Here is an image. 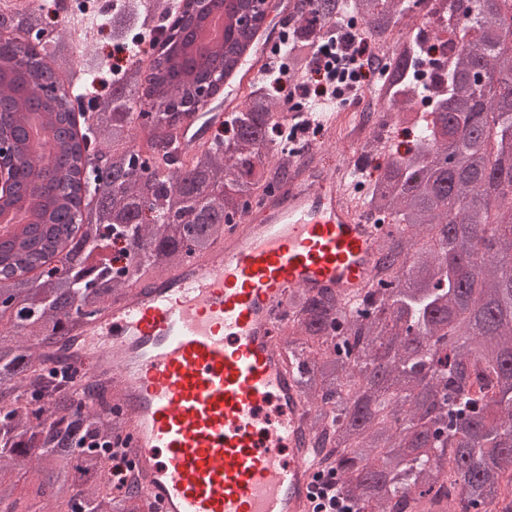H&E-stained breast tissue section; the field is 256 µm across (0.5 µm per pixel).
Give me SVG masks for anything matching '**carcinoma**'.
Masks as SVG:
<instances>
[{"label":"carcinoma","instance_id":"1","mask_svg":"<svg viewBox=\"0 0 512 512\" xmlns=\"http://www.w3.org/2000/svg\"><path fill=\"white\" fill-rule=\"evenodd\" d=\"M65 2L55 0V22L41 6L0 10L17 21L15 31L0 30L13 84L0 94V139L14 145L0 163L17 178L0 213L30 205L23 190L32 176L53 193L35 206L39 224L80 210L82 186L98 199L84 207L83 235L60 266L31 285L0 281V512H145L140 483L112 489L104 450L77 446L115 435L120 409L91 405L101 398L93 382L83 397L77 382L53 384L59 352L131 284L214 251L264 187L287 183L293 170L281 155L280 102L259 78L222 132L190 154L178 150L186 117L221 100L199 93L211 76L202 43L143 76L156 47L175 37L165 21L178 0H112V41L158 26L163 36L89 99L84 154L62 143L64 168L31 149L15 125L19 90L50 91L40 108L53 131L83 100L70 89L108 70L98 44L75 48ZM430 2L294 0L280 59L302 72L323 26L339 32L351 19L369 38L397 29L407 40L404 19ZM456 2L464 41L426 87L437 111L419 118L405 152L379 147L367 181L370 215L393 225L377 248L382 277L352 303L302 295L288 314V358L311 404V438L335 449L319 463L356 512H401L411 497L446 496L450 475L462 512H512V0ZM208 17L185 11L181 30L202 29ZM173 98L192 108L176 109ZM398 108L380 87L366 119ZM116 241L129 257L124 270L112 264Z\"/></svg>","mask_w":512,"mask_h":512}]
</instances>
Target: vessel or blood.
<instances>
[{
    "mask_svg": "<svg viewBox=\"0 0 512 512\" xmlns=\"http://www.w3.org/2000/svg\"><path fill=\"white\" fill-rule=\"evenodd\" d=\"M282 28L266 30L245 80L268 70ZM224 104L185 123L180 150L222 124ZM209 257L137 283L68 339L63 357L105 396L156 512H313L319 469L309 404L284 357L296 294L355 296L372 278L374 225L345 207L311 155Z\"/></svg>",
    "mask_w": 512,
    "mask_h": 512,
    "instance_id": "b4317fda",
    "label": "vessel or blood"
}]
</instances>
